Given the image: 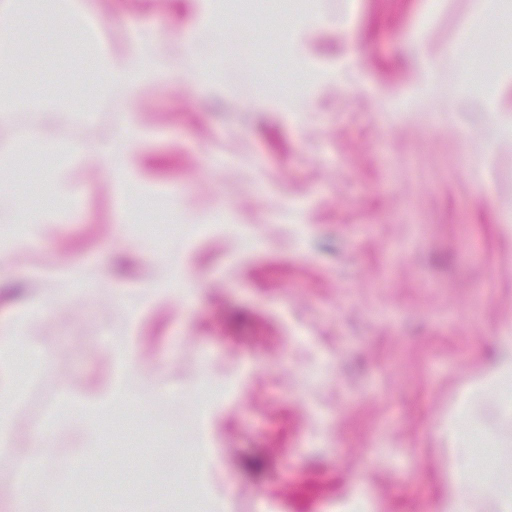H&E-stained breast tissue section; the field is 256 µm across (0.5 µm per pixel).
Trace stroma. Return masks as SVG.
<instances>
[{
    "label": "stroma",
    "mask_w": 512,
    "mask_h": 512,
    "mask_svg": "<svg viewBox=\"0 0 512 512\" xmlns=\"http://www.w3.org/2000/svg\"><path fill=\"white\" fill-rule=\"evenodd\" d=\"M472 2L290 0L279 27L244 0L220 25L209 0H88L113 57L155 40L164 62L92 116L11 115L49 144L111 134L120 156L110 170L34 162L59 206L0 223L5 237L42 224L0 288V319L64 295L33 333L45 362L9 405L16 445L136 367L111 444L85 461L99 483L71 482L64 512H164L198 484L230 512H435L447 498L448 424L512 326V11L478 30ZM305 11L349 22L295 31ZM460 43L466 72L448 53ZM58 53L20 55L0 82L36 68L54 95L82 93L53 76ZM302 66L307 94L284 97ZM481 80L499 86V113L458 95ZM75 267L95 297L70 291ZM203 379L221 392L208 404ZM496 396H475L473 420L512 483V415L486 414ZM172 429L183 438L159 483L154 436ZM201 441L208 468L186 473ZM77 457L57 425L28 463L0 467V512H16L25 479L39 489L26 512H45Z\"/></svg>",
    "instance_id": "1"
}]
</instances>
